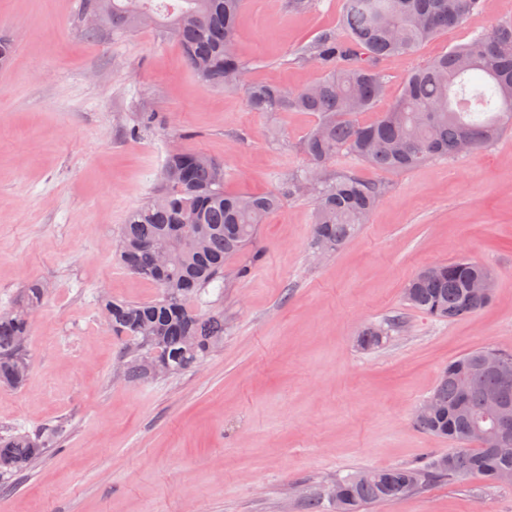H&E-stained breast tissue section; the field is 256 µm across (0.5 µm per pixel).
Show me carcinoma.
I'll return each instance as SVG.
<instances>
[{"label": "carcinoma", "instance_id": "1", "mask_svg": "<svg viewBox=\"0 0 512 512\" xmlns=\"http://www.w3.org/2000/svg\"><path fill=\"white\" fill-rule=\"evenodd\" d=\"M104 1L111 5L105 21L119 30H137L145 26L141 17L151 16L154 26L182 46L201 84L245 89L254 112H310L316 117L302 141L308 170L288 183V194L314 198V242L329 252L366 223L382 194L377 183L326 175L337 156L404 172L430 159L485 148L512 130V22L495 25L416 69L385 111L372 121L360 120L387 95L379 61L414 54L426 41L461 24L481 0H343L347 39L324 34L316 41L310 57L320 76L297 90L249 79L235 49L245 0H83L82 6L88 12ZM226 178L224 163L213 157L174 151L165 160L162 189L122 225L121 264L160 289L159 297L149 301L111 298L102 303L105 325L130 349L123 375L131 383L185 370L224 342V317L202 314L190 301L224 278L228 261L249 246L258 225L284 198L280 191L230 193L224 189ZM166 249L177 251L179 261L161 268L158 253ZM481 278L495 281L489 267L469 259L425 267L406 284L404 302L437 320L467 317L491 302L494 288L482 293L470 288ZM44 292L41 284L31 283L15 310L0 313V389L16 390L26 379L25 339L31 312ZM396 322L364 328L358 346L379 348ZM490 353L512 372V352L474 349L448 362L427 397L433 411L415 420L424 432L461 447L433 455L421 467H388L338 479V512L394 502L437 479L475 474L494 485H512L505 480L512 475V443L471 447L472 425L500 385V373L478 369V361ZM462 378L470 384L466 394ZM49 436V429L0 436V474L27 469L43 454Z\"/></svg>", "mask_w": 512, "mask_h": 512}]
</instances>
